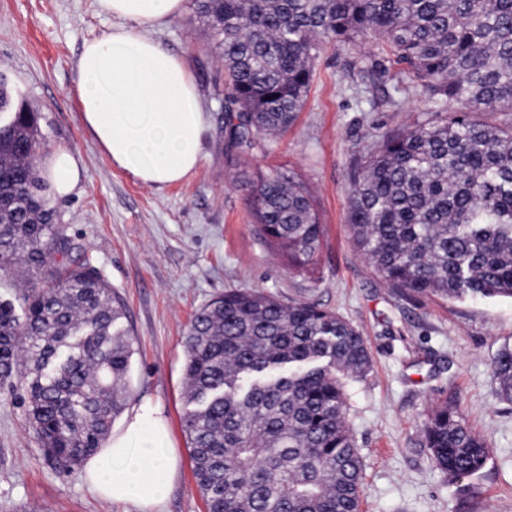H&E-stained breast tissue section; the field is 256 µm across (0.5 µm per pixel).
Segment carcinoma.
Wrapping results in <instances>:
<instances>
[{
  "label": "carcinoma",
  "mask_w": 512,
  "mask_h": 512,
  "mask_svg": "<svg viewBox=\"0 0 512 512\" xmlns=\"http://www.w3.org/2000/svg\"><path fill=\"white\" fill-rule=\"evenodd\" d=\"M193 3L224 59V133L241 154L295 123L323 48L382 40L399 65L388 103L420 97L431 117L354 159V245L404 296L512 298V0ZM385 74L372 57L357 67L362 78ZM0 107L10 114L0 124V271L48 273L21 309L0 299V381L24 384L46 458L69 470L104 445L125 407L126 308L51 206L37 113L6 87ZM246 190L259 237L312 276L323 229L306 187L278 169ZM184 346V427L208 512H359L348 384L371 356L352 323L311 302L227 288L196 311ZM490 374L512 403V348ZM420 431L452 480L490 457L457 404L432 407Z\"/></svg>",
  "instance_id": "obj_1"
}]
</instances>
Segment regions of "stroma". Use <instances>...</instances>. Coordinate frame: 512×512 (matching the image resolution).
Returning <instances> with one entry per match:
<instances>
[{
	"label": "stroma",
	"mask_w": 512,
	"mask_h": 512,
	"mask_svg": "<svg viewBox=\"0 0 512 512\" xmlns=\"http://www.w3.org/2000/svg\"><path fill=\"white\" fill-rule=\"evenodd\" d=\"M117 21L96 0H0V72L38 112L43 155L68 148L80 161L73 195L55 198L63 223L126 302L133 355L127 406L158 404L168 425L175 475L163 503L146 510L92 492L82 469L49 462L27 423L20 386L0 384V512H206L184 428L185 335L195 312L227 288H253L310 301L355 325L372 370L349 386L348 420L364 463L360 512H512V404L501 401L490 364L512 347V299L406 297L358 252L346 222L352 156L380 132L425 119L426 104L385 102L389 76L371 101L348 90L356 61L380 54L377 41L324 49L307 100L287 132L234 162L224 139V61L192 0L150 38L182 57L207 116L203 159L184 180L146 185L112 165L84 127L73 92L85 42ZM294 171L323 226L314 277L292 272L254 231L242 181ZM458 403L491 450L486 467L458 482L432 462L419 429L432 406Z\"/></svg>",
	"instance_id": "obj_1"
}]
</instances>
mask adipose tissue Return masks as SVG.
I'll list each match as a JSON object with an SVG mask.
<instances>
[{
  "mask_svg": "<svg viewBox=\"0 0 512 512\" xmlns=\"http://www.w3.org/2000/svg\"><path fill=\"white\" fill-rule=\"evenodd\" d=\"M118 24L87 42L76 64L74 93L85 127L112 164L147 185L183 180L202 160L206 114L183 59L144 34L180 14L184 0H97ZM58 197L71 195L81 166L67 149L45 161ZM167 426L161 409L135 406L86 465L98 494L151 508L162 502L173 460L162 452Z\"/></svg>",
  "mask_w": 512,
  "mask_h": 512,
  "instance_id": "adipose-tissue-1",
  "label": "adipose tissue"
}]
</instances>
